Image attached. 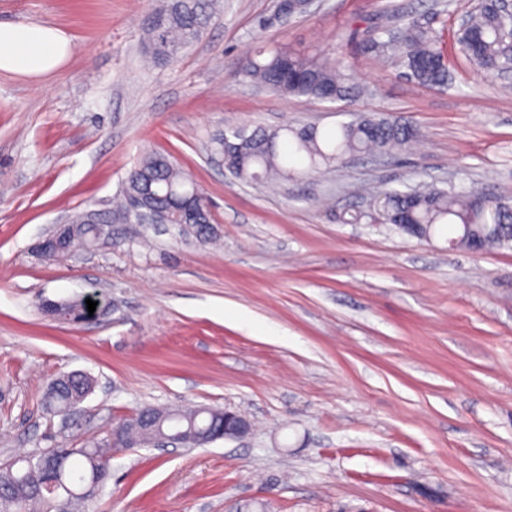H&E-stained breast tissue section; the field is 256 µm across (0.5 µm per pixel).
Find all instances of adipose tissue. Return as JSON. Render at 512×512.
Masks as SVG:
<instances>
[{"label":"adipose tissue","mask_w":512,"mask_h":512,"mask_svg":"<svg viewBox=\"0 0 512 512\" xmlns=\"http://www.w3.org/2000/svg\"><path fill=\"white\" fill-rule=\"evenodd\" d=\"M73 52L59 28L41 23L0 22V73L37 78L58 71Z\"/></svg>","instance_id":"obj_1"}]
</instances>
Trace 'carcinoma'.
Here are the masks:
<instances>
[{
  "mask_svg": "<svg viewBox=\"0 0 512 512\" xmlns=\"http://www.w3.org/2000/svg\"><path fill=\"white\" fill-rule=\"evenodd\" d=\"M217 0H158L141 36L145 58L168 63L198 42L216 15ZM457 43L465 59L478 71L494 76L512 66V17L502 12L496 0H479L478 9L467 16ZM393 50L407 75L418 83L446 87L451 81L448 58L432 27L419 20L388 33L383 41L374 30L363 42L367 53ZM352 65L320 49L305 51L286 44L260 47L242 63L237 75L255 86L318 102L350 101L359 94L351 82ZM419 129L402 119L355 114L334 130L315 125L274 129L240 126L214 139L211 152L224 161V169L245 182L279 183L320 170L343 165L352 155H380L399 150L416 140ZM188 205L202 223L194 234L210 237L209 202L193 187L190 176L168 156L144 155L128 172L118 198L105 210H83L69 218L73 233L65 249L55 257L86 250L98 244L97 225L137 224L142 220L168 223L174 206ZM368 213L382 224H417L428 237L446 226L458 235L449 242L468 249L482 242L488 252L512 248V192L493 193L422 186L410 191L385 189L374 194ZM73 323L88 315L80 298L62 301ZM91 383L79 378L54 382V392L45 406L67 412L83 402ZM173 423L190 434L195 445L211 443L210 437L224 428V410L207 407L144 406L134 416L120 420L122 433L139 446L154 445V433L169 431ZM112 440L91 441L82 448H40L25 456L26 467L0 464V512H77L94 500L111 473L100 468L102 457L112 453ZM56 481L49 492L47 479Z\"/></svg>",
  "mask_w": 512,
  "mask_h": 512,
  "instance_id": "1",
  "label": "carcinoma"
}]
</instances>
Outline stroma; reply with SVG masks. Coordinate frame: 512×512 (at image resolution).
Instances as JSON below:
<instances>
[{
    "instance_id": "1",
    "label": "stroma",
    "mask_w": 512,
    "mask_h": 512,
    "mask_svg": "<svg viewBox=\"0 0 512 512\" xmlns=\"http://www.w3.org/2000/svg\"><path fill=\"white\" fill-rule=\"evenodd\" d=\"M176 63L151 64L139 29L156 0H0V21L65 31L73 53L35 79L0 73V463L83 447L143 405L240 411L251 436L197 448L116 450L88 512H512V250L425 242L365 215L368 195L423 182L512 189V89L459 53L477 0H219ZM415 17L441 35L453 80L428 87L368 29ZM335 50L355 110L403 117L418 141L271 191L231 178L225 129L346 121L237 77L257 46ZM148 151L170 155L210 202L211 240L177 224H116L59 262L33 244L99 209ZM96 295L84 324L42 299ZM80 371L93 393L68 422L42 407Z\"/></svg>"
}]
</instances>
